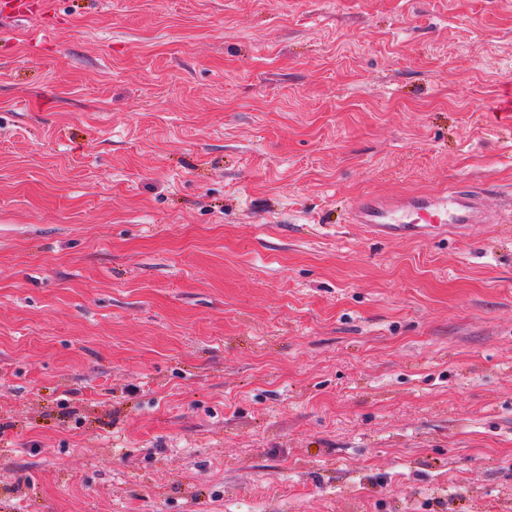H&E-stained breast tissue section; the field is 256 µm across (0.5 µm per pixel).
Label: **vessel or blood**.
I'll return each mask as SVG.
<instances>
[{
	"label": "vessel or blood",
	"instance_id": "1",
	"mask_svg": "<svg viewBox=\"0 0 512 512\" xmlns=\"http://www.w3.org/2000/svg\"><path fill=\"white\" fill-rule=\"evenodd\" d=\"M348 216L351 223L363 225L379 237L453 238L486 223L487 208L479 192L453 187L443 193L402 194L390 199L364 195L350 204Z\"/></svg>",
	"mask_w": 512,
	"mask_h": 512
}]
</instances>
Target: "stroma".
Here are the masks:
<instances>
[{
	"instance_id": "1",
	"label": "stroma",
	"mask_w": 512,
	"mask_h": 512,
	"mask_svg": "<svg viewBox=\"0 0 512 512\" xmlns=\"http://www.w3.org/2000/svg\"><path fill=\"white\" fill-rule=\"evenodd\" d=\"M510 84L512 0L0 21V512H512ZM487 208L479 192L453 187L448 192L402 194L390 199L364 195L348 208L352 224H362L379 237L465 236L475 224L487 220Z\"/></svg>"
}]
</instances>
